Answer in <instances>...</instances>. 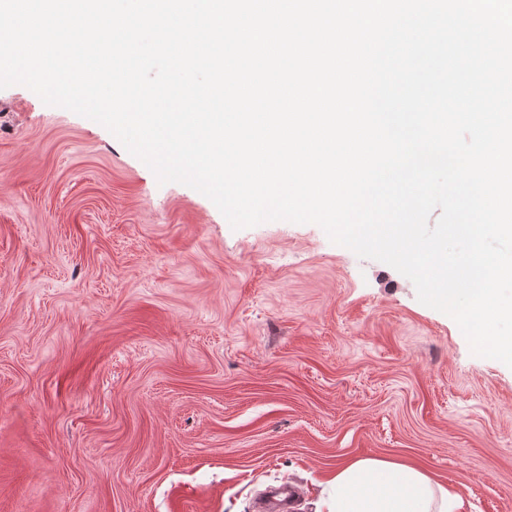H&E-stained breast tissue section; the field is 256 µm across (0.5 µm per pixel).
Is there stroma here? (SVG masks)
<instances>
[{
	"mask_svg": "<svg viewBox=\"0 0 512 512\" xmlns=\"http://www.w3.org/2000/svg\"><path fill=\"white\" fill-rule=\"evenodd\" d=\"M361 458L512 512V368L314 223L235 230L104 126L0 88V512H318ZM303 492L299 485L285 481L268 487L253 508L255 512H298L295 504L301 501Z\"/></svg>",
	"mask_w": 512,
	"mask_h": 512,
	"instance_id": "obj_1",
	"label": "stroma"
}]
</instances>
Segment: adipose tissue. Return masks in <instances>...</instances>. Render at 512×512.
<instances>
[{"label":"adipose tissue","mask_w":512,"mask_h":512,"mask_svg":"<svg viewBox=\"0 0 512 512\" xmlns=\"http://www.w3.org/2000/svg\"><path fill=\"white\" fill-rule=\"evenodd\" d=\"M451 488L421 470L365 458L337 470L321 499V512H462Z\"/></svg>","instance_id":"obj_1"}]
</instances>
